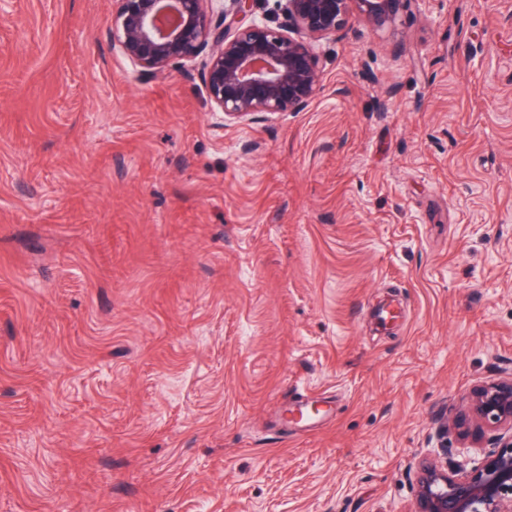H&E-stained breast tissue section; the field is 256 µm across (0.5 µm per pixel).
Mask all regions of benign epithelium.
Segmentation results:
<instances>
[{
    "instance_id": "7a95c632",
    "label": "benign epithelium",
    "mask_w": 512,
    "mask_h": 512,
    "mask_svg": "<svg viewBox=\"0 0 512 512\" xmlns=\"http://www.w3.org/2000/svg\"><path fill=\"white\" fill-rule=\"evenodd\" d=\"M115 2L112 42L139 76L164 79L199 58L212 111L237 120L306 109L322 87L315 43L336 37L353 10L382 28L409 0H285L286 30L249 20L252 0L217 15L215 0ZM489 432L493 450L470 467L457 460ZM438 455L417 472L414 512H512V373L476 386L446 417Z\"/></svg>"
}]
</instances>
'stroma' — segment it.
<instances>
[{
  "label": "stroma",
  "mask_w": 512,
  "mask_h": 512,
  "mask_svg": "<svg viewBox=\"0 0 512 512\" xmlns=\"http://www.w3.org/2000/svg\"><path fill=\"white\" fill-rule=\"evenodd\" d=\"M12 3L0 512H413L512 372V0L351 15L306 110L233 121L198 62L136 78L113 0Z\"/></svg>",
  "instance_id": "obj_1"
}]
</instances>
